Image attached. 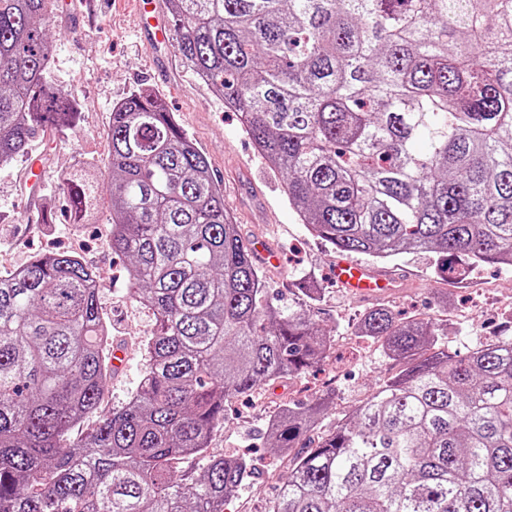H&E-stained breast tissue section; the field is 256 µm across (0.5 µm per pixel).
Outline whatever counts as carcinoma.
<instances>
[{
    "mask_svg": "<svg viewBox=\"0 0 512 512\" xmlns=\"http://www.w3.org/2000/svg\"><path fill=\"white\" fill-rule=\"evenodd\" d=\"M182 61L240 114L288 204L337 252L442 256L448 279L512 267V0H167ZM56 0H0V169L77 127L49 84ZM107 166L61 185L99 213L154 317L130 401L100 414L109 329L74 254L0 271V512H224L252 475L210 448L224 407L325 361L333 336L268 299L204 153L144 88L112 107ZM355 335L402 363L334 430L336 398L288 403L270 512H512V336L464 357L439 320L365 309ZM96 417L80 440L69 435Z\"/></svg>",
    "mask_w": 512,
    "mask_h": 512,
    "instance_id": "obj_1",
    "label": "carcinoma"
}]
</instances>
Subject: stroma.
<instances>
[{"label":"stroma","instance_id":"35a3bbf8","mask_svg":"<svg viewBox=\"0 0 512 512\" xmlns=\"http://www.w3.org/2000/svg\"><path fill=\"white\" fill-rule=\"evenodd\" d=\"M49 25L58 44L50 78L75 95L81 120L72 131L44 132L31 150L48 170L44 192L53 223L23 222L26 160L0 170V271L62 247L78 254L97 274L99 302L111 323L110 343L121 356L108 378L102 408L109 412L125 405L146 366L143 343L151 317L130 295L125 265L112 252L109 225L69 223L66 201L55 189L65 172L82 163L106 165L114 104L142 86L165 100L177 123L205 153L224 188V204L245 240H267L280 252V266L261 268L277 304L296 302L303 276L315 278L323 288L311 312L319 327L334 333L329 357L284 383L232 398L211 436L217 453L247 456L254 467L253 477L227 501L226 512H269L279 495V479L288 469L286 458L260 442L272 413L284 403H305L331 389L336 403L323 415L320 429L332 430L378 383L397 373L399 365L384 358L376 344L355 336L352 322L367 308V301L336 286L331 269L338 252L315 237L290 208L282 176L244 133L238 113L228 111L223 100L184 66L175 47L159 58L147 50L135 0H99L95 13L84 11L76 19L56 14ZM439 265L438 255L430 252L403 253L380 263V270L397 282L386 303L400 319L447 322L448 350L461 356L512 331V268L479 266L459 284L441 274Z\"/></svg>","mask_w":512,"mask_h":512}]
</instances>
